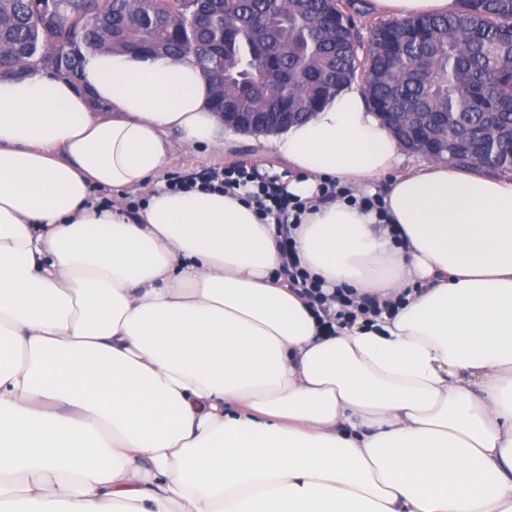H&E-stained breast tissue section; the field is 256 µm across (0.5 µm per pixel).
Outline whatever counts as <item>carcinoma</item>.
<instances>
[{"label": "carcinoma", "mask_w": 512, "mask_h": 512, "mask_svg": "<svg viewBox=\"0 0 512 512\" xmlns=\"http://www.w3.org/2000/svg\"><path fill=\"white\" fill-rule=\"evenodd\" d=\"M350 0H158L143 24L130 0H70L53 11L36 0H0L3 76L42 68L40 45L67 58L75 78L107 43L191 61L215 89L217 112H286L297 122L360 78L379 114L417 112L426 133L458 163L480 157L512 168L468 131L512 139V0H459L448 15L379 20L375 49L346 22Z\"/></svg>", "instance_id": "1"}]
</instances>
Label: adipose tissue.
I'll list each match as a JSON object with an SVG mask.
<instances>
[{
  "label": "adipose tissue",
  "instance_id": "1",
  "mask_svg": "<svg viewBox=\"0 0 512 512\" xmlns=\"http://www.w3.org/2000/svg\"><path fill=\"white\" fill-rule=\"evenodd\" d=\"M211 97L111 49L0 79V512H512V172L405 166L356 82L275 135L301 265L405 297L325 335L273 220L154 182Z\"/></svg>",
  "mask_w": 512,
  "mask_h": 512
}]
</instances>
